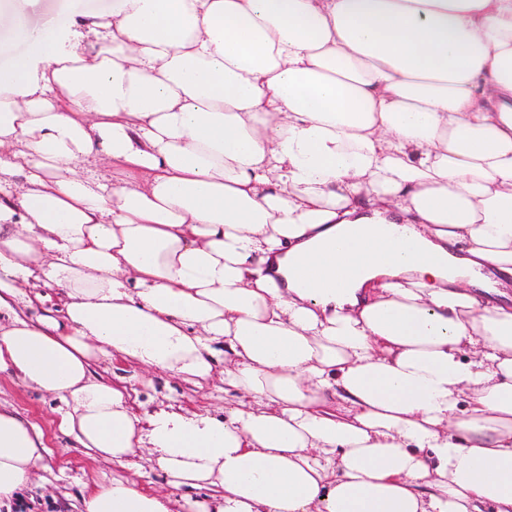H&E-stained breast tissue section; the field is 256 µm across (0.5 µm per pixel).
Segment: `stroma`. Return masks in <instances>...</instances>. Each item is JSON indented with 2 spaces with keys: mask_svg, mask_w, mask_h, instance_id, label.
<instances>
[{
  "mask_svg": "<svg viewBox=\"0 0 512 512\" xmlns=\"http://www.w3.org/2000/svg\"><path fill=\"white\" fill-rule=\"evenodd\" d=\"M19 11L36 24L54 20L59 32L71 34L83 15L111 11L112 0H19ZM105 377L126 381L137 411L144 412L173 404L189 411L221 413L224 409V385L214 382L199 389L161 373H145L124 362H97ZM0 401L11 404L20 415L43 433L48 451L23 500L32 512H80L81 494L88 485L105 481L111 474H122L156 492L177 495L164 476L153 471L145 457L125 463H105L88 457L84 450L55 430L59 400L51 394L28 387L0 373Z\"/></svg>",
  "mask_w": 512,
  "mask_h": 512,
  "instance_id": "stroma-1",
  "label": "stroma"
}]
</instances>
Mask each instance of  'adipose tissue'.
Segmentation results:
<instances>
[{
  "label": "adipose tissue",
  "instance_id": "ef3b65f1",
  "mask_svg": "<svg viewBox=\"0 0 512 512\" xmlns=\"http://www.w3.org/2000/svg\"><path fill=\"white\" fill-rule=\"evenodd\" d=\"M57 36L0 0V372L208 492L83 512H512V0H112ZM102 358L233 403L137 415ZM46 451L0 404V502Z\"/></svg>",
  "mask_w": 512,
  "mask_h": 512
}]
</instances>
